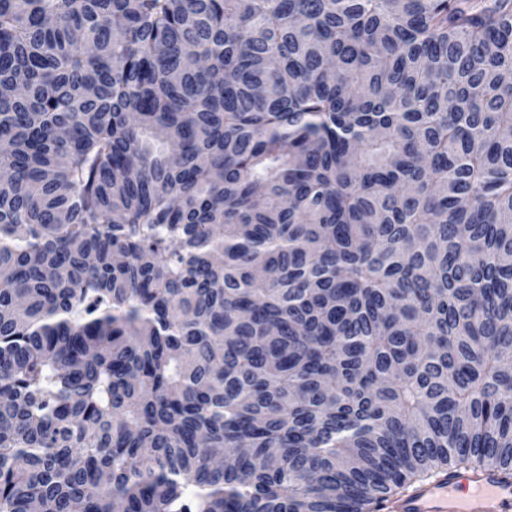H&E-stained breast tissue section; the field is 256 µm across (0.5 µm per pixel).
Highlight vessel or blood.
Masks as SVG:
<instances>
[{
	"label": "vessel or blood",
	"instance_id": "1",
	"mask_svg": "<svg viewBox=\"0 0 512 512\" xmlns=\"http://www.w3.org/2000/svg\"><path fill=\"white\" fill-rule=\"evenodd\" d=\"M389 508L391 512H512V484L492 470L446 471Z\"/></svg>",
	"mask_w": 512,
	"mask_h": 512
}]
</instances>
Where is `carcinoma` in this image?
<instances>
[{"label": "carcinoma", "mask_w": 512, "mask_h": 512, "mask_svg": "<svg viewBox=\"0 0 512 512\" xmlns=\"http://www.w3.org/2000/svg\"><path fill=\"white\" fill-rule=\"evenodd\" d=\"M0 171V512L512 476V0H0Z\"/></svg>", "instance_id": "cac0c4a2"}]
</instances>
